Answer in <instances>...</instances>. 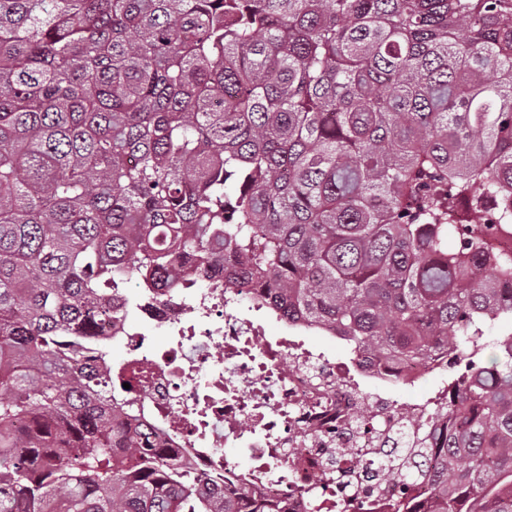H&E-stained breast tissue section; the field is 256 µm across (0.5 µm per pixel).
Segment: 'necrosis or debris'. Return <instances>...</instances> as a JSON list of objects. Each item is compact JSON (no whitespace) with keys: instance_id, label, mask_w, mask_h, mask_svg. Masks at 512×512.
Masks as SVG:
<instances>
[{"instance_id":"4bbe7bcc","label":"necrosis or debris","mask_w":512,"mask_h":512,"mask_svg":"<svg viewBox=\"0 0 512 512\" xmlns=\"http://www.w3.org/2000/svg\"><path fill=\"white\" fill-rule=\"evenodd\" d=\"M263 293L244 274L220 272L203 289L188 276L171 291L141 290L137 324L95 328L96 339L127 349L110 368L127 384L120 398L152 426V447L217 476L224 497L246 490L283 512H322L330 501L344 512H391L399 487L366 479L363 465L398 432L444 425L447 354L399 365L365 352L339 360L310 346V327L288 324ZM158 334L168 338L161 350ZM425 379L434 392L392 398L394 386Z\"/></svg>"}]
</instances>
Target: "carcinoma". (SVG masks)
<instances>
[{
    "label": "carcinoma",
    "instance_id": "cac0c4a2",
    "mask_svg": "<svg viewBox=\"0 0 512 512\" xmlns=\"http://www.w3.org/2000/svg\"><path fill=\"white\" fill-rule=\"evenodd\" d=\"M511 186L512 0H0V512H242L84 363L217 250L352 351L464 361L366 473L512 512Z\"/></svg>",
    "mask_w": 512,
    "mask_h": 512
}]
</instances>
